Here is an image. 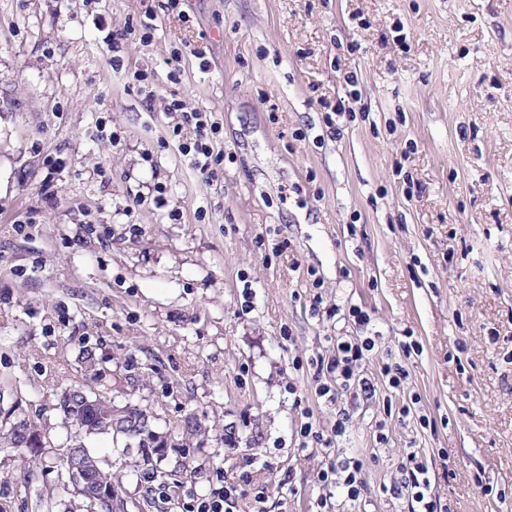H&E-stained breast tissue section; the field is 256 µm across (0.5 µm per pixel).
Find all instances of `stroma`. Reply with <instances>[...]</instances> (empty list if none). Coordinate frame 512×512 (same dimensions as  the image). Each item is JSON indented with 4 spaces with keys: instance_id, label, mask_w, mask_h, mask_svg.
<instances>
[{
    "instance_id": "35a3bbf8",
    "label": "stroma",
    "mask_w": 512,
    "mask_h": 512,
    "mask_svg": "<svg viewBox=\"0 0 512 512\" xmlns=\"http://www.w3.org/2000/svg\"><path fill=\"white\" fill-rule=\"evenodd\" d=\"M164 3L0 0V424L17 410L44 443L0 448V512H97L61 490L77 388L145 411L151 467L186 468L165 503L124 437L85 436L125 512H180L220 473L239 512H317L305 407L325 427L348 408L337 451L362 464L328 512H409L388 488L412 449L451 512H512V0ZM149 6L150 43L109 48ZM184 43L200 55L174 61ZM174 98L219 122L217 180L178 152ZM340 336L374 338L373 400L292 369ZM380 374L388 390L392 393L404 392L409 372L401 363H395L394 365L384 364L380 368Z\"/></svg>"
}]
</instances>
